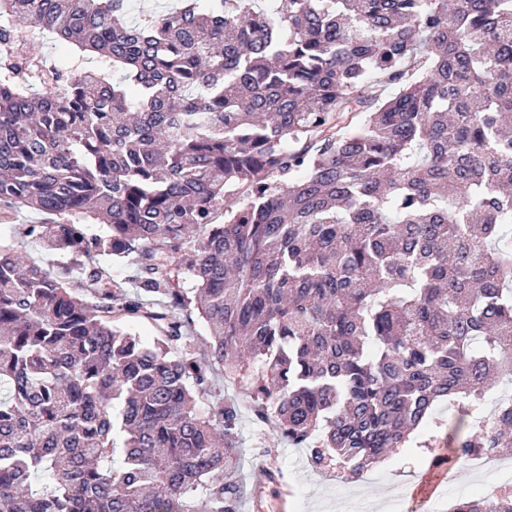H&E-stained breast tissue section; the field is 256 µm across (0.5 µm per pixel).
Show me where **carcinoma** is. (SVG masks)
<instances>
[{"instance_id": "obj_1", "label": "carcinoma", "mask_w": 512, "mask_h": 512, "mask_svg": "<svg viewBox=\"0 0 512 512\" xmlns=\"http://www.w3.org/2000/svg\"><path fill=\"white\" fill-rule=\"evenodd\" d=\"M0 208L64 218L0 244V512H238L216 369L353 481L444 402L434 465L512 448V0H0Z\"/></svg>"}]
</instances>
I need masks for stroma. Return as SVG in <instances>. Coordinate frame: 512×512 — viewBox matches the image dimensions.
<instances>
[{
    "instance_id": "obj_1",
    "label": "stroma",
    "mask_w": 512,
    "mask_h": 512,
    "mask_svg": "<svg viewBox=\"0 0 512 512\" xmlns=\"http://www.w3.org/2000/svg\"><path fill=\"white\" fill-rule=\"evenodd\" d=\"M241 423L240 465L247 491L241 512H391L390 504L396 499L402 503L401 512H412L416 506L412 490L427 474L443 445L455 438L449 426L435 437L421 434L418 444L392 455L356 482L337 478L332 471L312 470L306 449L270 440L265 448L286 477L280 483L269 479L253 463L255 441L249 411H242ZM501 480L498 473L462 466L449 471L431 503L439 512H448L452 501L477 496L486 484Z\"/></svg>"
}]
</instances>
